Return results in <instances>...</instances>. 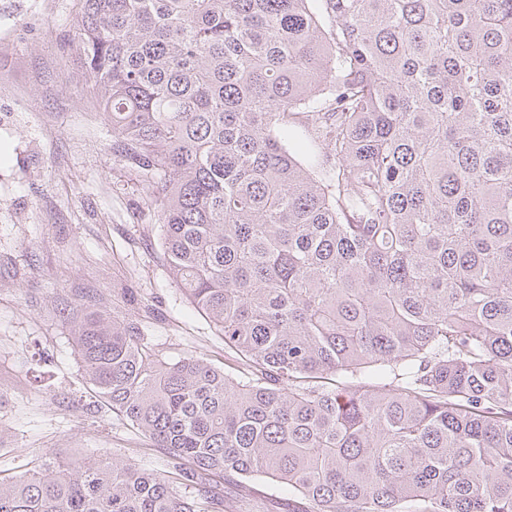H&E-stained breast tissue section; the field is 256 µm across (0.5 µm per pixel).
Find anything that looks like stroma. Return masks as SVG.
Returning <instances> with one entry per match:
<instances>
[{"instance_id": "obj_1", "label": "stroma", "mask_w": 512, "mask_h": 512, "mask_svg": "<svg viewBox=\"0 0 512 512\" xmlns=\"http://www.w3.org/2000/svg\"><path fill=\"white\" fill-rule=\"evenodd\" d=\"M76 0H0V475L57 457L164 463L134 428L88 407L69 340L85 303L151 307L169 361L224 363V342L172 281L156 212L112 148L68 44Z\"/></svg>"}]
</instances>
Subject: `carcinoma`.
<instances>
[{
  "label": "carcinoma",
  "mask_w": 512,
  "mask_h": 512,
  "mask_svg": "<svg viewBox=\"0 0 512 512\" xmlns=\"http://www.w3.org/2000/svg\"><path fill=\"white\" fill-rule=\"evenodd\" d=\"M72 35L225 364L85 306L82 377L167 470L56 459L0 512H512V0H79Z\"/></svg>",
  "instance_id": "1"
}]
</instances>
